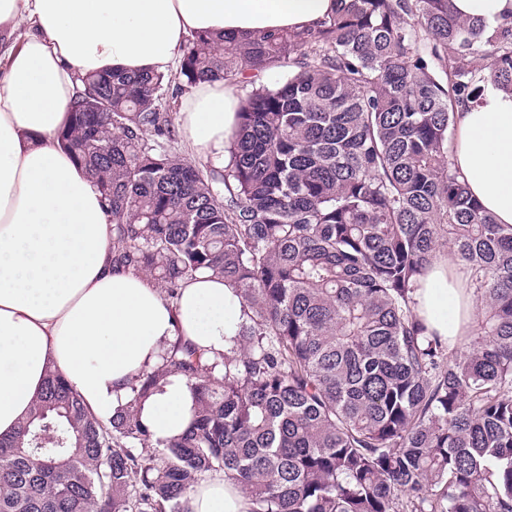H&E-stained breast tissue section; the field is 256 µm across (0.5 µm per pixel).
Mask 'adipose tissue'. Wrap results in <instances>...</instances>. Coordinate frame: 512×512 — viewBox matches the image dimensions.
I'll return each mask as SVG.
<instances>
[{
    "instance_id": "obj_1",
    "label": "adipose tissue",
    "mask_w": 512,
    "mask_h": 512,
    "mask_svg": "<svg viewBox=\"0 0 512 512\" xmlns=\"http://www.w3.org/2000/svg\"><path fill=\"white\" fill-rule=\"evenodd\" d=\"M336 0H0V437L13 434L57 370L88 410L109 421L142 370L181 336L203 362L236 350L246 307L221 279L202 275L168 300L143 271L112 265L110 215L57 141L78 77L167 71L187 35L244 37L317 27ZM237 100L223 82L181 99L185 140L224 167ZM473 197L512 224V96L489 91L460 112L453 156ZM463 264L436 253L414 295L415 312L448 348L476 302ZM193 394L168 376L142 404L153 439L187 426ZM187 512H248L235 483L215 474L191 491Z\"/></svg>"
}]
</instances>
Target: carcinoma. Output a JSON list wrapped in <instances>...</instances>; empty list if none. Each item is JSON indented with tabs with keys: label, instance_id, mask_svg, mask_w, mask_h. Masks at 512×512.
<instances>
[{
	"label": "carcinoma",
	"instance_id": "cac0c4a2",
	"mask_svg": "<svg viewBox=\"0 0 512 512\" xmlns=\"http://www.w3.org/2000/svg\"><path fill=\"white\" fill-rule=\"evenodd\" d=\"M286 63L298 71L251 91L208 172L170 150L168 74L79 78L58 139L110 213L112 263L170 299L209 272L248 313L237 353L204 364L177 337L106 423L47 371L0 438V512H184L208 472L249 512H512V225L452 162L457 113L488 84L512 95L509 20L338 0L306 31L196 32L176 75L237 84ZM442 247L476 296L452 358L415 313ZM171 374L193 412L154 441L140 404Z\"/></svg>",
	"mask_w": 512,
	"mask_h": 512
}]
</instances>
